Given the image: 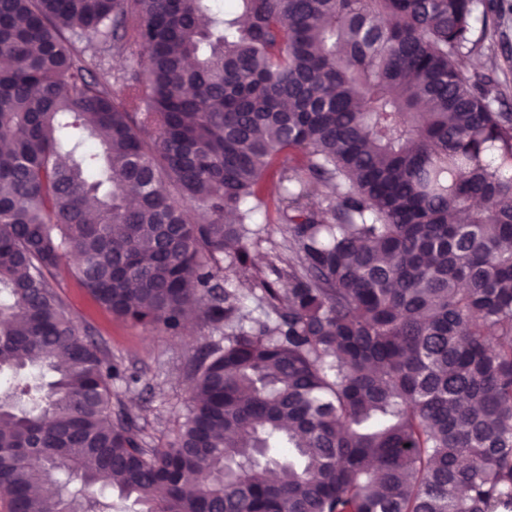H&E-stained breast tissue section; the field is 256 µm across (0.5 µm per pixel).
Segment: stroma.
I'll list each match as a JSON object with an SVG mask.
<instances>
[{"instance_id":"stroma-1","label":"stroma","mask_w":512,"mask_h":512,"mask_svg":"<svg viewBox=\"0 0 512 512\" xmlns=\"http://www.w3.org/2000/svg\"><path fill=\"white\" fill-rule=\"evenodd\" d=\"M470 71L492 72L512 82V16L495 30L489 47L476 55ZM54 281L81 333L100 341L113 362L134 376L131 384L113 380V393L143 416L155 443L170 440L174 419L184 411L188 398L183 364L208 340V327L197 320L178 332L146 328L101 308L67 268L56 270Z\"/></svg>"}]
</instances>
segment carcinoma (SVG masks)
Wrapping results in <instances>:
<instances>
[{
    "mask_svg": "<svg viewBox=\"0 0 512 512\" xmlns=\"http://www.w3.org/2000/svg\"><path fill=\"white\" fill-rule=\"evenodd\" d=\"M212 2L0 0V501L512 512V93L458 64L506 0ZM269 177L252 317L221 281ZM66 260L118 318L222 332L167 443L112 394ZM267 200V212L263 210L257 214L254 219L261 227H266V232L270 234L272 240L279 242L281 240L280 223H278V214L275 210V197L273 192V184L270 178L267 179V191L265 193Z\"/></svg>",
    "mask_w": 512,
    "mask_h": 512,
    "instance_id": "carcinoma-1",
    "label": "carcinoma"
}]
</instances>
